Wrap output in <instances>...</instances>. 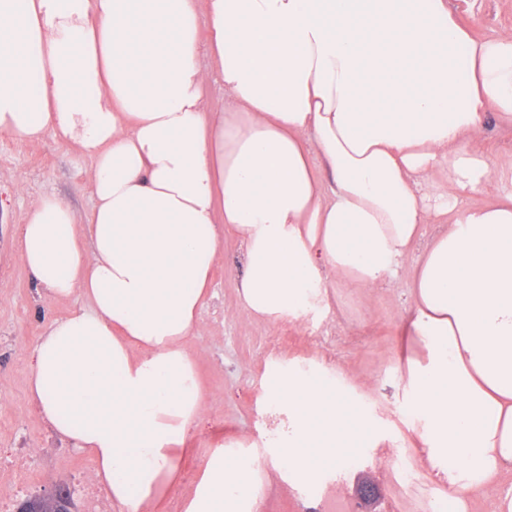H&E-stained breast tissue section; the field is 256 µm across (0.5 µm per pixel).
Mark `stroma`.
I'll return each instance as SVG.
<instances>
[{"instance_id": "35a3bbf8", "label": "stroma", "mask_w": 512, "mask_h": 512, "mask_svg": "<svg viewBox=\"0 0 512 512\" xmlns=\"http://www.w3.org/2000/svg\"><path fill=\"white\" fill-rule=\"evenodd\" d=\"M476 38L512 28V0H451ZM92 165L74 147L45 138L21 142L0 135V462L22 448L38 449L32 464L31 496L57 487L74 488L73 474L91 459L57 435L32 406L27 392L30 352L46 324L86 306L81 295L52 301L17 258L19 226L39 198L53 195L78 213L93 204ZM238 240H224L200 313V332L186 341L206 393L203 423L188 440L180 484L159 512H179L201 471V457L216 443L256 435L269 427L259 399L267 363L288 359L302 367L335 370L352 388L387 437L327 479L324 491L292 488L278 478L264 486L260 512H441L446 487L420 466L406 411L401 376L411 353L402 319L399 288H340L329 313L294 322H257L238 308L242 272ZM406 455L414 480L396 466ZM376 489L363 503L359 489Z\"/></svg>"}]
</instances>
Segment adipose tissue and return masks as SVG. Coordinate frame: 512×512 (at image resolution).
<instances>
[{
  "instance_id": "1",
  "label": "adipose tissue",
  "mask_w": 512,
  "mask_h": 512,
  "mask_svg": "<svg viewBox=\"0 0 512 512\" xmlns=\"http://www.w3.org/2000/svg\"><path fill=\"white\" fill-rule=\"evenodd\" d=\"M492 116L512 124V30L473 38L450 0H0V134L93 162L89 213L46 195L20 226L47 298L88 301L34 346L28 395L118 512H155L182 479L207 408L184 342L228 234L254 321L329 311L330 288L410 262L420 462L449 504L481 491L512 512V165ZM477 193L495 200L459 206ZM265 377L287 431L212 448L181 512H259L268 475L314 485L382 442L327 371ZM490 131L488 134L490 150L503 162L512 159V126L499 124L495 119H490Z\"/></svg>"
}]
</instances>
